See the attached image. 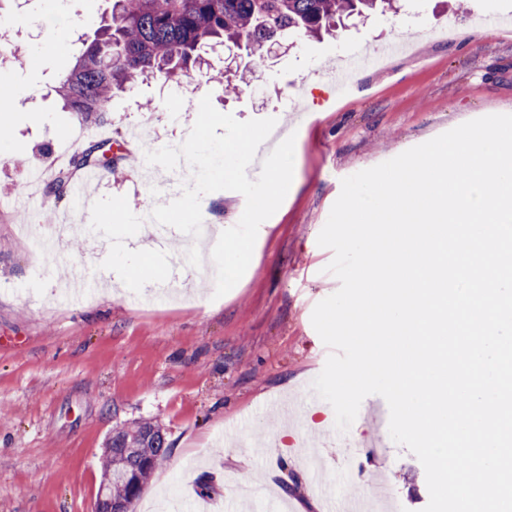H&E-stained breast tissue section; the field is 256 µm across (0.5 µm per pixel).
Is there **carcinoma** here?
Listing matches in <instances>:
<instances>
[{
    "label": "carcinoma",
    "mask_w": 512,
    "mask_h": 512,
    "mask_svg": "<svg viewBox=\"0 0 512 512\" xmlns=\"http://www.w3.org/2000/svg\"><path fill=\"white\" fill-rule=\"evenodd\" d=\"M389 0H112L110 23L94 38L59 82L65 109L86 124H97L109 111L112 91L132 90L150 78L171 80L194 67L206 80L213 70L206 50L226 42L243 45L250 63L265 61L261 50L272 42H295L322 32L332 34L340 19L385 7ZM91 145L77 154L52 190L68 194L77 172L99 165ZM110 464L123 479L103 488L112 502H134L157 463L168 452L159 426L141 422L116 429L108 440Z\"/></svg>",
    "instance_id": "obj_1"
}]
</instances>
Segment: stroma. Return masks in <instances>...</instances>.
I'll return each instance as SVG.
<instances>
[{
    "label": "stroma",
    "instance_id": "35a3bbf8",
    "mask_svg": "<svg viewBox=\"0 0 512 512\" xmlns=\"http://www.w3.org/2000/svg\"><path fill=\"white\" fill-rule=\"evenodd\" d=\"M110 9V0H59L53 14L43 0L7 8L23 19L16 44L37 62L0 81V91L14 95L11 112H0V512H93L108 437L145 421L162 429L170 449L135 512L166 492L182 495L187 512H261L265 497L241 499L240 488L274 483L304 512H321L318 492L341 497L357 464L382 472L394 512H422L429 493L421 463L381 439L369 415L320 448L324 466L312 473L299 443L334 423L332 406L307 402L290 423L265 406L300 398L330 353L311 315L340 286L325 271L333 252L317 237L342 179L467 121L512 114V0H401L398 11L349 19L339 35L268 55L262 68L240 58L231 70L238 95L190 76L114 93L104 123L83 137L56 86ZM410 17L422 34L406 55L310 111H294L328 90L354 50L401 36ZM451 21L459 33L449 38L443 29ZM206 95L241 121L276 118L249 178L259 176L279 134L296 136L293 181L270 218L274 228L232 288L199 282L190 236L158 224L143 233L144 215L180 197L183 181L173 174L147 193L138 147L125 136L136 127L145 140L181 144L195 118L186 112L170 121L172 104ZM101 136L126 158L87 186L90 204L49 194L60 156ZM21 151L26 163L11 164ZM61 219L86 226L81 253L63 244L36 252L23 225L49 236ZM117 238L152 251L177 294L163 298L153 279L131 280V259L113 251ZM79 261L90 267L85 292L60 296L58 279Z\"/></svg>",
    "mask_w": 512,
    "mask_h": 512
}]
</instances>
